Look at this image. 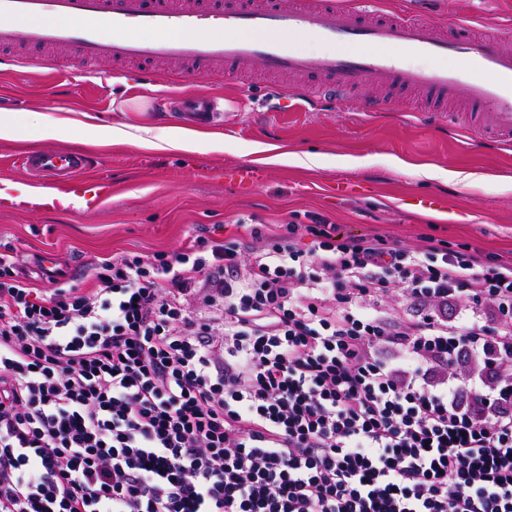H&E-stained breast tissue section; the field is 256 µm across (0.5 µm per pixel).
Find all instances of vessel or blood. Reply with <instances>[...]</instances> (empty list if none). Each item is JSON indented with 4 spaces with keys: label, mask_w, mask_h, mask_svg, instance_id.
Returning a JSON list of instances; mask_svg holds the SVG:
<instances>
[{
    "label": "vessel or blood",
    "mask_w": 512,
    "mask_h": 512,
    "mask_svg": "<svg viewBox=\"0 0 512 512\" xmlns=\"http://www.w3.org/2000/svg\"><path fill=\"white\" fill-rule=\"evenodd\" d=\"M432 5L414 0L393 13L374 0H0V70L51 65L58 49L75 62L74 78L106 85L131 63L159 111L195 123L223 112V99L166 90L164 66L185 80L214 70L243 81L255 69L296 76L297 100L329 110L367 85L376 90L362 102L368 112L385 110L384 93L416 91L450 126L511 146L512 49L484 24L443 23ZM306 39L320 51L301 50ZM449 57L457 66H443ZM19 163L29 179L0 180V210L94 212L112 196L111 179L80 150L45 147Z\"/></svg>",
    "instance_id": "1"
}]
</instances>
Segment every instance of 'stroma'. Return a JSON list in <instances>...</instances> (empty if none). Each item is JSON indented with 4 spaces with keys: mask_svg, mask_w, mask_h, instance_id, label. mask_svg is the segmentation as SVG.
<instances>
[{
    "mask_svg": "<svg viewBox=\"0 0 512 512\" xmlns=\"http://www.w3.org/2000/svg\"><path fill=\"white\" fill-rule=\"evenodd\" d=\"M441 19L485 22L512 30V0H436ZM183 92L224 98L222 124L202 132L217 149L161 150L130 143L92 146L81 119L161 132L177 117L155 112L147 93L116 84L70 85L64 66L0 74V113L23 116L21 137L0 140V178H23L17 163L44 147L31 113L72 119L63 144L101 163L112 196L97 212H0V251L13 248L38 287L83 286L90 263L115 255L172 254L195 237L223 240L238 219L261 224L337 225L344 235L383 234L409 244L429 238L512 256V150L448 127L444 116L415 111L405 98L375 116L359 104L342 111L304 110L295 98L268 95L215 73L184 82ZM363 159L360 167L341 157ZM428 166L436 179L418 176ZM440 196L442 208L420 199Z\"/></svg>",
    "mask_w": 512,
    "mask_h": 512,
    "instance_id": "obj_1",
    "label": "stroma"
}]
</instances>
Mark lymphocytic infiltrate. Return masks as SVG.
<instances>
[{
    "instance_id": "f902f5d3",
    "label": "lymphocytic infiltrate",
    "mask_w": 512,
    "mask_h": 512,
    "mask_svg": "<svg viewBox=\"0 0 512 512\" xmlns=\"http://www.w3.org/2000/svg\"><path fill=\"white\" fill-rule=\"evenodd\" d=\"M245 231L0 252V512H512V258Z\"/></svg>"
}]
</instances>
